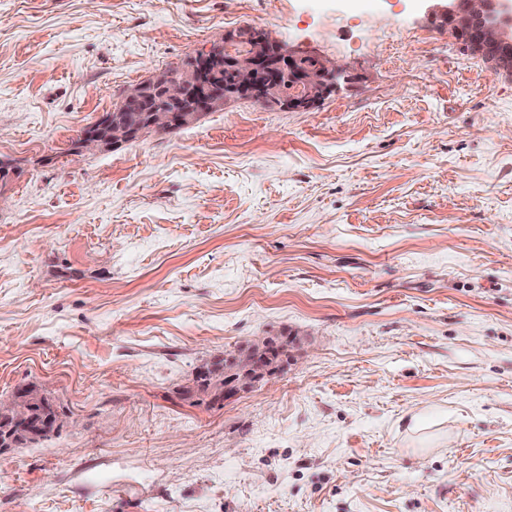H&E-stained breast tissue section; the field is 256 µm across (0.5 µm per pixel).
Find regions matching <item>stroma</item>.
I'll use <instances>...</instances> for the list:
<instances>
[{"mask_svg":"<svg viewBox=\"0 0 512 512\" xmlns=\"http://www.w3.org/2000/svg\"><path fill=\"white\" fill-rule=\"evenodd\" d=\"M246 27L347 79L73 153ZM0 160V400L69 420L0 454V512H512V76L425 0H0ZM275 352H280L277 343L272 339L262 338L239 350L234 355L235 364L226 371L228 358L224 357V360L210 369L211 379L224 384L218 390L216 400L226 402L270 376L276 368V365L271 363Z\"/></svg>","mask_w":512,"mask_h":512,"instance_id":"stroma-1","label":"stroma"}]
</instances>
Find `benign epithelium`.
<instances>
[{
	"label": "benign epithelium",
	"mask_w": 512,
	"mask_h": 512,
	"mask_svg": "<svg viewBox=\"0 0 512 512\" xmlns=\"http://www.w3.org/2000/svg\"><path fill=\"white\" fill-rule=\"evenodd\" d=\"M431 10L451 26L453 33L473 53L483 57L496 73L512 75V0H432ZM234 39L224 35L217 45L227 56L202 55L180 80L164 81L160 90L173 105L170 110L150 109L142 123L127 128L102 114L98 125L85 129L75 142V152L106 150L129 143L150 132L167 133L200 122L209 113L224 108L231 99L275 98L294 111H308L320 102L344 67L321 57L303 54L281 44L269 32L254 30L249 51L237 53ZM231 75L227 90L214 92L221 72ZM278 345L258 339L235 354L234 365L224 372V385L216 399L227 401L270 376ZM67 421L59 414L42 419L34 429H0V453L17 442L37 444L60 430Z\"/></svg>",
	"instance_id": "obj_1"
}]
</instances>
